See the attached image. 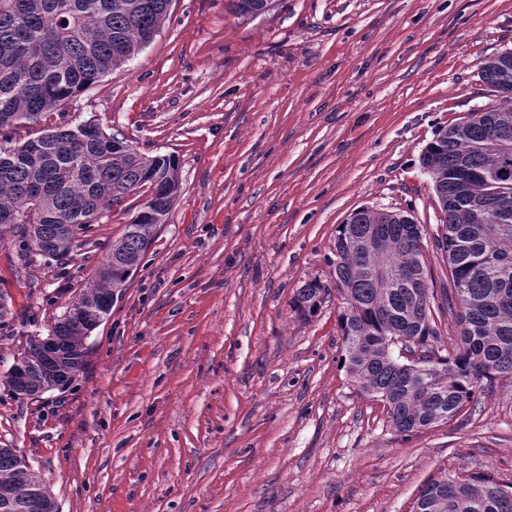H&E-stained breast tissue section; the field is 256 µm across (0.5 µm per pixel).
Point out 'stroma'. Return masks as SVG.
<instances>
[{
    "label": "stroma",
    "instance_id": "35a3bbf8",
    "mask_svg": "<svg viewBox=\"0 0 512 512\" xmlns=\"http://www.w3.org/2000/svg\"><path fill=\"white\" fill-rule=\"evenodd\" d=\"M512 49V0H173L154 40L49 115L178 162L180 195L86 341L70 384L18 399L0 382V447L59 512H413L430 479L512 484V379L411 439L341 366L336 229L361 207L410 210L435 290L439 202L420 157L438 129L497 102L483 59ZM127 197L56 261L0 242V374L47 336L120 239ZM329 295L326 285L316 279L310 280L297 288L291 305L299 318L307 320L318 312Z\"/></svg>",
    "mask_w": 512,
    "mask_h": 512
}]
</instances>
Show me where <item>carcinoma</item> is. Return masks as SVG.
<instances>
[{
	"instance_id": "cac0c4a2",
	"label": "carcinoma",
	"mask_w": 512,
	"mask_h": 512,
	"mask_svg": "<svg viewBox=\"0 0 512 512\" xmlns=\"http://www.w3.org/2000/svg\"><path fill=\"white\" fill-rule=\"evenodd\" d=\"M172 0H0V139L26 130L27 149L0 150V240L20 224L39 254L62 258L78 235L125 198L143 197L126 232L97 266L92 284L55 317L48 336H32L4 375L14 397L28 399L67 385L83 365L85 340L137 271L157 225L167 222L180 191L178 167L149 156L99 127H45L66 101L121 68L158 32ZM269 0H227L239 15H256ZM482 82L498 103L474 109L440 129L420 164L432 179L443 214L437 248L445 254L446 305L457 308V340L432 356L437 303L425 251L407 210L359 208L339 225L333 258L343 366L355 386L388 407L406 440L455 418L476 393L512 377V51L485 59ZM329 288L305 282L291 305L303 320L318 312ZM404 337L427 349L417 364L394 356ZM418 512H512V489L480 473L431 479ZM40 474L12 448H0V512H57Z\"/></svg>"
}]
</instances>
